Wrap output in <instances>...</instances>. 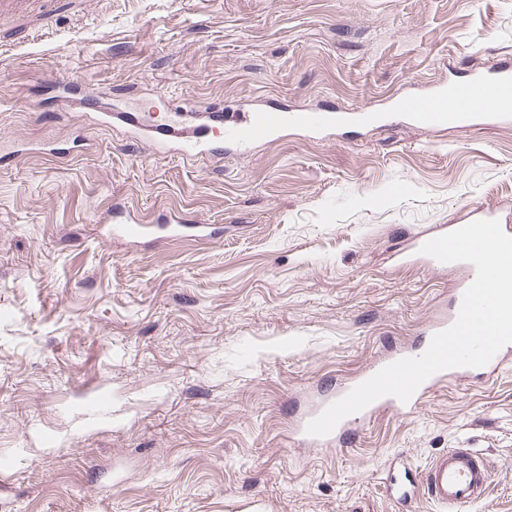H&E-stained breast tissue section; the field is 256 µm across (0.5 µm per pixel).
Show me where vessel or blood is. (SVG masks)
I'll return each instance as SVG.
<instances>
[{
  "label": "vessel or blood",
  "instance_id": "b4317fda",
  "mask_svg": "<svg viewBox=\"0 0 512 512\" xmlns=\"http://www.w3.org/2000/svg\"><path fill=\"white\" fill-rule=\"evenodd\" d=\"M397 120L417 129H443L448 127H481L489 124H512V68L499 66L487 70H475L454 75L431 90L410 98L388 97L381 112L331 111L325 109L290 110L288 108L261 103L244 113L242 119L226 125L223 135L200 142L175 141L164 132L153 136L154 148L162 153H175L188 158L222 154L224 150L246 151L252 146L270 141L275 135L291 129L323 136L348 124L387 125ZM107 224L108 235L123 238L130 244L162 233L164 238L190 234L209 239L219 234V226L213 224H190L182 217L171 215L162 219L161 229L142 223L128 215L120 217L106 214L101 218ZM428 234L416 235L410 247L401 253L406 264H423L437 270L441 264L434 258L422 254L421 246L428 241ZM465 273L459 288H456L448 308L447 317L432 325V332L451 326L457 318L465 288L476 276L475 267L460 263ZM457 368L441 371L424 381L408 402L392 396L374 401L365 409L349 415L347 423H354L382 410L402 412L415 411L423 400L448 380L460 376ZM492 480L489 468L468 449L451 448L438 454L426 469L422 480L409 477L391 480L388 490L396 500L407 502L426 495L437 505L439 512H461L462 508L479 502Z\"/></svg>",
  "mask_w": 512,
  "mask_h": 512
}]
</instances>
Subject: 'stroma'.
Listing matches in <instances>:
<instances>
[{
	"label": "stroma",
	"mask_w": 512,
	"mask_h": 512,
	"mask_svg": "<svg viewBox=\"0 0 512 512\" xmlns=\"http://www.w3.org/2000/svg\"><path fill=\"white\" fill-rule=\"evenodd\" d=\"M512 60V0H29L0 15V512H435L390 476L485 457L464 512H512V362L416 413L307 448L300 416L448 312L462 272L404 265L414 234L512 214V125L291 129L189 161L75 96L174 123L261 98L358 110ZM115 207L220 224L132 246Z\"/></svg>",
	"instance_id": "obj_1"
}]
</instances>
